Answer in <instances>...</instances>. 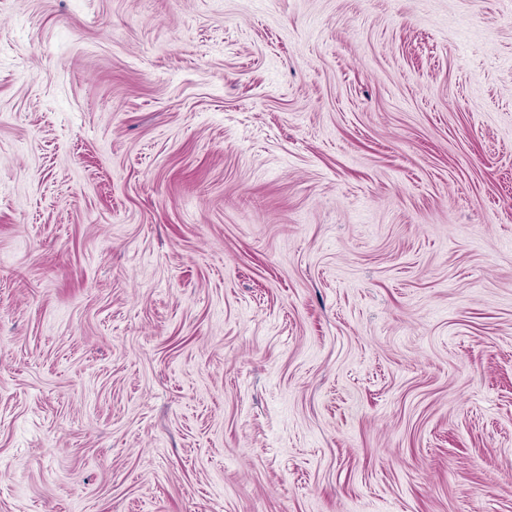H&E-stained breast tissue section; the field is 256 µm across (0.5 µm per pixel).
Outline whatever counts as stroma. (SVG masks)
Wrapping results in <instances>:
<instances>
[{
    "label": "stroma",
    "instance_id": "1",
    "mask_svg": "<svg viewBox=\"0 0 512 512\" xmlns=\"http://www.w3.org/2000/svg\"><path fill=\"white\" fill-rule=\"evenodd\" d=\"M0 512H512V0H0Z\"/></svg>",
    "mask_w": 512,
    "mask_h": 512
}]
</instances>
